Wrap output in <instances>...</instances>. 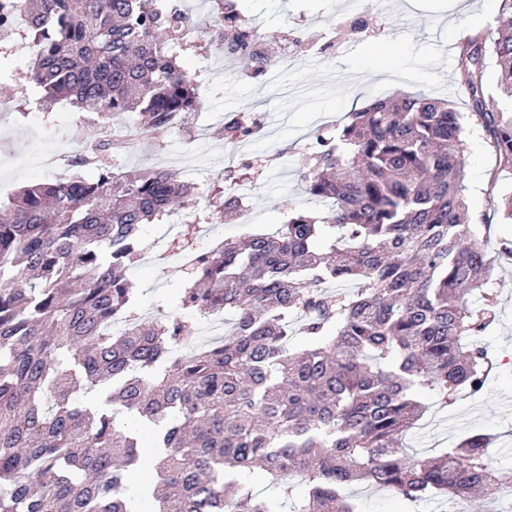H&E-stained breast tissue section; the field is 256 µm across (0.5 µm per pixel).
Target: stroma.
<instances>
[{
	"label": "stroma",
	"mask_w": 512,
	"mask_h": 512,
	"mask_svg": "<svg viewBox=\"0 0 512 512\" xmlns=\"http://www.w3.org/2000/svg\"><path fill=\"white\" fill-rule=\"evenodd\" d=\"M245 17L257 19L266 40H274L286 28H296L301 38L355 15L379 29L376 37L347 39L335 50L321 55L297 52L286 64L254 77L243 64L224 61L208 41H200L183 59V66L197 83L208 85L202 98L203 111L217 115L208 138L197 155L182 156L172 133L134 140L126 168L164 166L191 183L223 186V172L231 146L225 142L220 120L224 114L261 115L266 134L247 143L246 156L267 159L258 179L260 192L249 201L250 228L219 224L226 238L246 236L250 231H275L289 213L321 214L328 203L308 196L298 179L305 165L309 143L325 124L342 125L348 113L379 98L398 92H421L450 101L461 112L468 101L456 81V57L460 42L475 32L494 29L498 0H393L389 13H382L381 0H236ZM396 42L395 59H387L385 45ZM32 65L19 54L0 58V200L21 187L53 181L59 174L28 164L23 152L39 140L80 143L86 131L70 120L72 110L60 106L55 120L43 124L32 104L39 97L35 86L20 89L18 79ZM465 154V185L468 215L484 227L479 238L489 255L495 256L497 291L495 321L480 342L494 367L485 392H462L449 406L435 403L431 394L424 419L405 437L414 453L436 454L472 433H489L497 441L490 449L494 468L512 471V258L500 255L501 241L512 240V223H504L498 211L500 194L512 190V171L498 169L495 154L477 126H469ZM129 278L139 289L137 311L142 321L158 312L179 309V293L187 274L169 273L159 267L135 264Z\"/></svg>",
	"instance_id": "stroma-1"
}]
</instances>
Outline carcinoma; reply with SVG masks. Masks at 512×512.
I'll use <instances>...</instances> for the list:
<instances>
[{"label":"carcinoma","instance_id":"carcinoma-1","mask_svg":"<svg viewBox=\"0 0 512 512\" xmlns=\"http://www.w3.org/2000/svg\"><path fill=\"white\" fill-rule=\"evenodd\" d=\"M497 35L460 46L457 83L471 115L403 92L319 133L300 172L305 191L331 201L320 216L296 212L271 234L202 253L179 307L234 318L222 340L177 354L189 327L174 314L149 326L113 324L136 312L125 271L141 259L142 227L195 212L199 187L153 167L113 171L101 152H79L63 181L38 183L0 202V512H130L139 486L150 512H359L345 491L357 482L395 492L407 512L432 499L479 498L512 512V471L489 465L492 437L470 434L440 456L402 442L426 411L481 392L491 363L479 338L493 319V261L466 223V118L512 169V0H499ZM218 27L201 26L215 51L269 66L261 36L228 0H214ZM38 43L27 79L45 113L60 102L97 121L136 115V134L168 131L200 110L178 64L187 9L175 0H0ZM496 58L493 85L487 59ZM253 138L239 115L224 120L230 144ZM94 169L85 179L79 171ZM235 171L211 217L234 222ZM336 231L328 251L316 248ZM353 282L352 292L332 284ZM479 294L484 306L475 308ZM305 348L292 352L290 319ZM109 388L108 407L87 394ZM140 422L156 427L155 457L142 455Z\"/></svg>","mask_w":512,"mask_h":512}]
</instances>
